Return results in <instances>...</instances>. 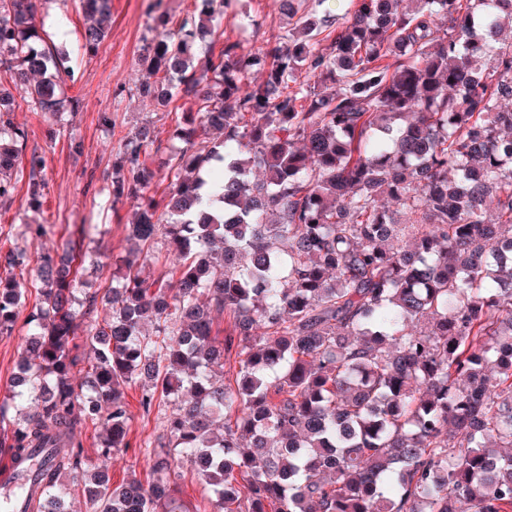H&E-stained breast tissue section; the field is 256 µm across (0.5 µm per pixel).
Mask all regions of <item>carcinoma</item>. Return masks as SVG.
Instances as JSON below:
<instances>
[{"mask_svg": "<svg viewBox=\"0 0 512 512\" xmlns=\"http://www.w3.org/2000/svg\"><path fill=\"white\" fill-rule=\"evenodd\" d=\"M229 2L194 0L142 48L155 81L138 94L198 103L175 130L163 203L149 195L152 124L122 138L112 168L137 253L150 259L162 235L170 262L145 275L115 258L101 320L94 299L76 308L80 270L101 265L86 228L37 266L10 386L20 414L0 428V458L30 489L20 512H70L69 473L95 512H190L176 459L214 512H512V0H353L329 33L306 18L259 53L225 40L196 59ZM83 7L90 52L112 0ZM35 14V0H0V205L27 139L11 89L52 117L82 106ZM28 167L39 207L42 157ZM0 269L8 336L26 255L0 251ZM214 307L232 319L222 338ZM87 347L83 391L72 377ZM137 382L144 414L172 412L145 448L147 482L114 486ZM100 420L91 467L82 430Z\"/></svg>", "mask_w": 512, "mask_h": 512, "instance_id": "1", "label": "carcinoma"}]
</instances>
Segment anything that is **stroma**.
I'll return each mask as SVG.
<instances>
[{"label": "stroma", "mask_w": 512, "mask_h": 512, "mask_svg": "<svg viewBox=\"0 0 512 512\" xmlns=\"http://www.w3.org/2000/svg\"><path fill=\"white\" fill-rule=\"evenodd\" d=\"M36 2L48 34V46L74 54L75 76L65 90L68 96L80 98L83 107L73 121L60 123L33 111L23 97H16L14 119L27 132L24 151L44 157L47 187L41 208L29 209L25 196L28 168L23 163L18 165L14 201L10 207L0 206V248L22 250L34 263L42 254L60 246L76 227L89 224L93 230L85 239V246L111 256L125 253L130 246L132 210L127 205L113 208L108 179L120 152V139L141 124L152 123L159 145L153 165L164 166L181 147L174 136L178 118L196 109L187 98L177 100L171 110L140 97L136 88L146 73L137 59L150 36V25L160 19L171 25L178 23L192 12L193 0H112L110 34L90 55L76 50L85 24L81 0ZM245 12L257 24L244 30L240 22ZM294 25V20L281 12L279 0H238L235 8L225 12L222 28L226 40L243 41L248 50L257 52L274 44ZM104 112L111 113L114 129L100 124L99 116ZM75 142L82 143L81 153L72 151ZM29 224L42 225V234L26 232ZM25 333L20 326L13 335L0 336V422L7 426L16 417L8 387L17 371ZM125 396L131 414L128 445L115 454L109 467L116 484L130 473L146 474L147 463L139 450L163 433L171 412L170 407L163 406L143 415L139 385L127 388Z\"/></svg>", "instance_id": "stroma-1"}]
</instances>
